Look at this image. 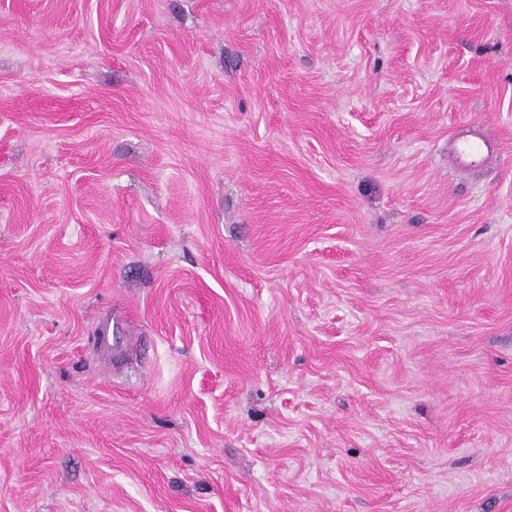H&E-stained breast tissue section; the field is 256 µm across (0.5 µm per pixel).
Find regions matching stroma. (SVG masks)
<instances>
[{
  "label": "stroma",
  "mask_w": 512,
  "mask_h": 512,
  "mask_svg": "<svg viewBox=\"0 0 512 512\" xmlns=\"http://www.w3.org/2000/svg\"><path fill=\"white\" fill-rule=\"evenodd\" d=\"M0 512H512V0H0ZM494 143L479 136L460 142L450 153L451 160L456 166L466 165L478 160L484 152H490Z\"/></svg>",
  "instance_id": "stroma-1"
}]
</instances>
